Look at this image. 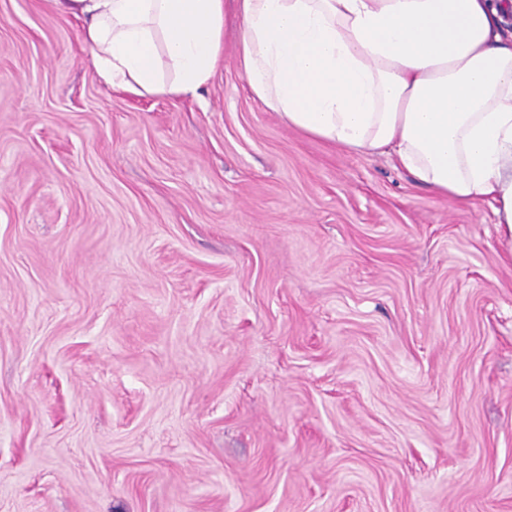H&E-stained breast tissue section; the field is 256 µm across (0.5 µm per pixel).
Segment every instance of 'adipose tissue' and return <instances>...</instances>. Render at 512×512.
<instances>
[{"instance_id": "adipose-tissue-1", "label": "adipose tissue", "mask_w": 512, "mask_h": 512, "mask_svg": "<svg viewBox=\"0 0 512 512\" xmlns=\"http://www.w3.org/2000/svg\"><path fill=\"white\" fill-rule=\"evenodd\" d=\"M81 20L103 84L196 96L224 53L225 0H49ZM252 95L321 141L393 156L488 202L512 233V35L492 0H234Z\"/></svg>"}]
</instances>
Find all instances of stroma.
<instances>
[{
	"label": "stroma",
	"mask_w": 512,
	"mask_h": 512,
	"mask_svg": "<svg viewBox=\"0 0 512 512\" xmlns=\"http://www.w3.org/2000/svg\"><path fill=\"white\" fill-rule=\"evenodd\" d=\"M0 0V512H512V240L224 61L97 77Z\"/></svg>",
	"instance_id": "obj_1"
}]
</instances>
